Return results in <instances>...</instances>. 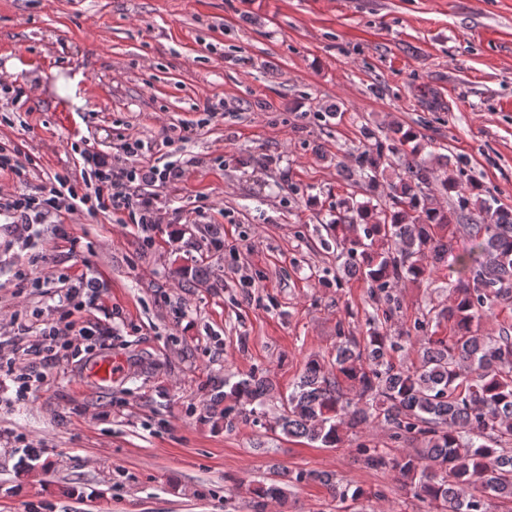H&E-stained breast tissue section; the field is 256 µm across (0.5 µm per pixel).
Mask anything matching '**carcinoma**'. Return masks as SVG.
I'll return each instance as SVG.
<instances>
[{"label":"carcinoma","instance_id":"1","mask_svg":"<svg viewBox=\"0 0 512 512\" xmlns=\"http://www.w3.org/2000/svg\"><path fill=\"white\" fill-rule=\"evenodd\" d=\"M363 135L367 144L356 156L353 175L370 185L389 170L394 178L383 195L362 202L349 196L336 204L328 228L347 255L342 271L363 282L387 314L397 303L388 291L391 282L420 283L448 267L450 300L441 316L448 318L449 335L432 336L424 322H415L422 333L418 363L408 364L395 354L411 339L389 335L381 319L372 317L367 336L336 343L331 365L307 361L275 429L334 447L344 428L381 421L394 439L415 440L421 448L414 456L391 458L366 447L367 466L397 470L410 494L442 512H489L494 499L512 502V448L503 447L512 440V331L493 335L482 327L495 307L512 305V207L482 193L473 179L448 175V162L422 158L417 145L399 151L397 145L417 139L410 128L395 127L383 140L366 127ZM435 190L454 195V206H435ZM473 215L474 222L463 223ZM459 235L469 242L463 253L454 252ZM345 382L355 391L352 399L344 396ZM224 387L209 410L218 412L226 401L228 431L240 420L259 417L254 405L273 391L268 377L255 374L226 380ZM318 479L342 503L363 495L358 488L337 487L329 474ZM254 492L256 512L269 500L286 501L274 479Z\"/></svg>","mask_w":512,"mask_h":512}]
</instances>
